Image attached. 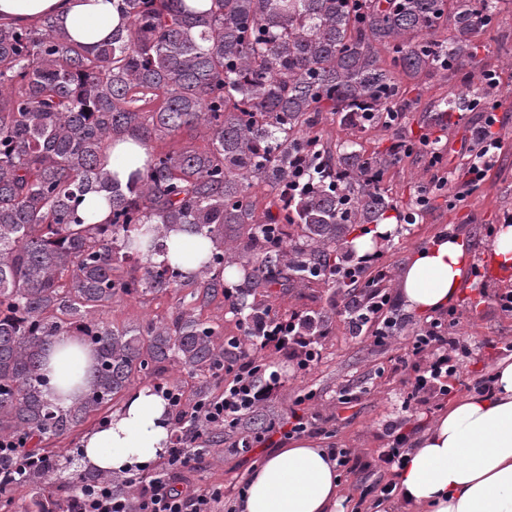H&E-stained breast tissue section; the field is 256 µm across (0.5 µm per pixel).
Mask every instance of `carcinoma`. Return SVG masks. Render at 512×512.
Segmentation results:
<instances>
[{"instance_id":"carcinoma-1","label":"carcinoma","mask_w":512,"mask_h":512,"mask_svg":"<svg viewBox=\"0 0 512 512\" xmlns=\"http://www.w3.org/2000/svg\"><path fill=\"white\" fill-rule=\"evenodd\" d=\"M118 0L122 22L89 46L54 19L27 27L0 22V441L39 454L52 469L72 459L42 447L109 407L166 365L197 379L187 413L224 382L238 337L203 320L198 304L224 296L260 336L273 318L270 289L344 283L336 254L356 224L390 210L381 187L393 151L366 153L323 141L329 114L364 129L389 126L411 109L400 79L446 73L466 81L476 36L492 26L501 0ZM453 21L454 35L436 37ZM497 83L451 93L435 112L476 108ZM203 126V146L181 136ZM149 155L126 183L106 169L117 141ZM169 141L166 150L154 143ZM274 191L262 212L248 190ZM93 194L109 210L96 223L79 206ZM299 230L291 238L288 228ZM178 227L209 239L197 273L155 263L158 240ZM239 247L231 251L226 241ZM216 268L240 276L226 288ZM168 321L118 327L103 318L118 298L182 291ZM295 333L326 335L329 315L290 317ZM76 336L95 354L83 398L50 399L42 373L54 344ZM0 472L31 491L32 512H59L78 487L112 482L74 470L60 481Z\"/></svg>"}]
</instances>
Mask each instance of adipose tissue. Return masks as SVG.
<instances>
[{"instance_id": "obj_1", "label": "adipose tissue", "mask_w": 512, "mask_h": 512, "mask_svg": "<svg viewBox=\"0 0 512 512\" xmlns=\"http://www.w3.org/2000/svg\"><path fill=\"white\" fill-rule=\"evenodd\" d=\"M55 18L74 38L94 43L119 24L110 0H0V19L28 24ZM164 243L169 261L189 272L197 267L203 239L171 231ZM467 255L455 238H442L414 254L399 279L410 308L445 309L467 278ZM91 352L67 336L50 352L45 373L53 381L80 374ZM170 423L163 399L142 387L131 393L108 427L86 433L83 461L115 474L155 464L166 451ZM340 495L336 462L328 449L306 438L266 457L251 474L238 512H336ZM512 512V359L493 370L490 392L450 402L412 441L396 478L394 504L377 512Z\"/></svg>"}]
</instances>
